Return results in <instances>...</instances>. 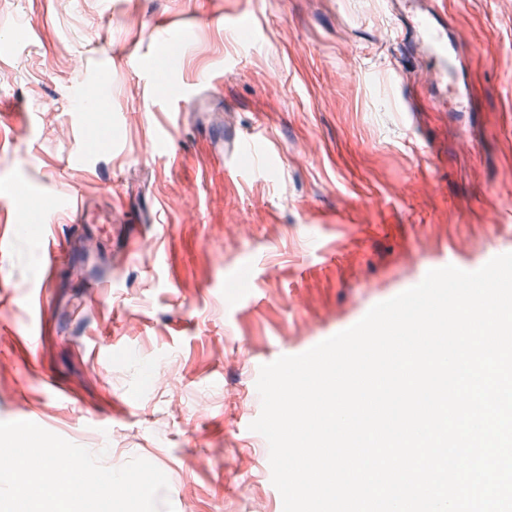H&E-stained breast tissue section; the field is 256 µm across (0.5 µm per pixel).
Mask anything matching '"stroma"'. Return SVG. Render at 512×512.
<instances>
[{
	"instance_id": "35a3bbf8",
	"label": "stroma",
	"mask_w": 512,
	"mask_h": 512,
	"mask_svg": "<svg viewBox=\"0 0 512 512\" xmlns=\"http://www.w3.org/2000/svg\"><path fill=\"white\" fill-rule=\"evenodd\" d=\"M204 21H197V13ZM470 111L434 112L390 79L414 62L386 0H0V422L148 460L175 512H283L259 369L357 323L447 265L512 252V0H446ZM189 21L163 35L162 21ZM174 62L148 84L142 65ZM102 75L109 109L77 107ZM193 90L184 111L171 99ZM262 128V163L240 149ZM244 168L225 178L222 165ZM125 201L93 295L73 253L33 302L58 202ZM148 247L126 255V239ZM51 329L33 358L20 336Z\"/></svg>"
}]
</instances>
